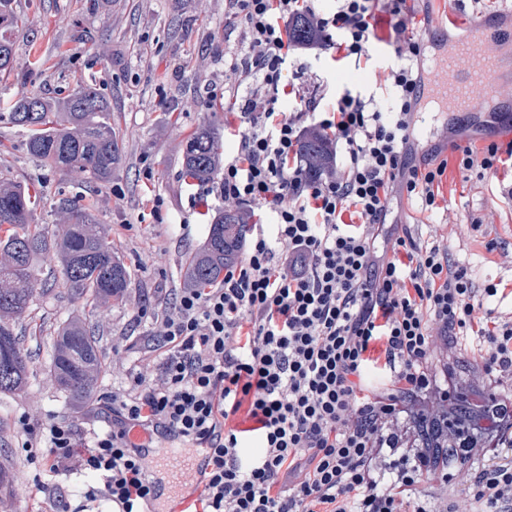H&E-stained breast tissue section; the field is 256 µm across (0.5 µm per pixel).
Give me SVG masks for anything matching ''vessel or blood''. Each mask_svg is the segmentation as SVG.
<instances>
[{
    "label": "vessel or blood",
    "mask_w": 512,
    "mask_h": 512,
    "mask_svg": "<svg viewBox=\"0 0 512 512\" xmlns=\"http://www.w3.org/2000/svg\"><path fill=\"white\" fill-rule=\"evenodd\" d=\"M448 21L459 24L464 33L452 37L447 27H442L431 36L433 84L423 88L422 95L437 111L452 117L471 112L475 128L497 130L502 113L508 110L498 99V88L512 77V25L483 16L460 20L452 15ZM189 462L188 455L175 449L162 452L156 477L164 494L179 491L182 469Z\"/></svg>",
    "instance_id": "1"
}]
</instances>
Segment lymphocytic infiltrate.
Here are the masks:
<instances>
[{
	"label": "lymphocytic infiltrate",
	"mask_w": 512,
	"mask_h": 512,
	"mask_svg": "<svg viewBox=\"0 0 512 512\" xmlns=\"http://www.w3.org/2000/svg\"><path fill=\"white\" fill-rule=\"evenodd\" d=\"M335 2L326 13L317 0H225L238 25L224 66L239 145L218 192L273 228L254 225L220 286L179 289L144 340L149 366L112 396L111 428L84 445L71 420H54L28 448L45 472L95 475L86 503L147 512L159 492L150 449L171 441L204 460L181 481L202 512H434L414 495L426 458L396 459L383 430L404 398L452 401V374L434 365L441 345L479 359L498 391L481 447L442 475L463 485L443 512H512V282L479 278L437 220L457 181L512 168V143L469 138L417 156L434 0ZM300 14L337 62L369 59L387 38L393 60L375 73L382 98L320 100L295 85L287 31ZM308 126L327 137L336 165L316 182L297 163ZM401 198L426 224L398 220ZM375 370L383 384H367ZM243 407L254 421L246 430L229 424Z\"/></svg>",
	"instance_id": "obj_1"
}]
</instances>
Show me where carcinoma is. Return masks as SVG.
I'll use <instances>...</instances> for the list:
<instances>
[{"mask_svg": "<svg viewBox=\"0 0 512 512\" xmlns=\"http://www.w3.org/2000/svg\"><path fill=\"white\" fill-rule=\"evenodd\" d=\"M14 0H0V71L12 68V32L18 23ZM313 36V23L297 18L288 40L303 44ZM12 123L26 131L27 154L61 172L83 173L106 183L122 161V145L112 128L108 102L93 84H85L66 97L50 101L39 94L19 99L11 112ZM329 143L323 135L302 139L298 149L305 177L314 181L325 172ZM220 164L216 129L201 126L190 133L181 154L183 173L199 182L214 180ZM36 201L19 183H0V393L24 390L29 359L15 333L38 287L34 262L49 258L61 264L64 283L71 293L90 304L121 302L128 295L131 273L98 230L92 212L73 200L58 207L63 220L53 230L34 223ZM209 232L203 245L182 265L185 283L209 287L224 278V269L236 262L249 232L241 206L234 202L209 215ZM101 365L99 347L85 324L72 319L57 330L51 371L58 388L73 402L93 389ZM488 399L475 407L469 402L434 411L424 406L406 423L393 424L387 433L408 448H422L434 467H446L449 453L476 447Z\"/></svg>", "mask_w": 512, "mask_h": 512, "instance_id": "obj_1", "label": "carcinoma"}]
</instances>
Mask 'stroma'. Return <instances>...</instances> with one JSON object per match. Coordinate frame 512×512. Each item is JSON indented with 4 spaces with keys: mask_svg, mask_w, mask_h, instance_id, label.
Wrapping results in <instances>:
<instances>
[{
    "mask_svg": "<svg viewBox=\"0 0 512 512\" xmlns=\"http://www.w3.org/2000/svg\"><path fill=\"white\" fill-rule=\"evenodd\" d=\"M13 7L19 18L14 63L10 72H0V180L19 182L37 195L40 224L57 223L60 197L88 207L132 274L125 301L94 306L69 293L58 263L35 264L48 290L35 294L16 324L31 356L27 387L0 394V462H7L10 476L0 485V512H44L36 482L49 480L77 506L91 478H46L27 461L24 443L38 442L43 427L63 417L74 421L81 440L91 441L104 421L94 404L110 403L113 391L129 386L139 372L143 339L173 307L183 286V260L207 236L204 209L224 205L218 194L202 196L185 182L180 155L197 127L235 120L233 102L224 95V32L234 23L224 14V0H14ZM372 55L371 63L338 67L314 60L299 83L313 88L317 75L333 95L375 92L373 66L388 59L389 49L374 44ZM88 81L109 102L123 144L122 162L106 184L38 165L25 150L24 133L9 120L18 98L37 93L55 100ZM510 182L507 168L482 181L458 182L449 221L476 208L500 214L506 205L499 186ZM458 243L479 273L512 277V261L501 250H488L487 237L468 234ZM70 317L94 328L103 354L104 369L85 403L67 399L51 375L56 330ZM22 417L29 431L19 428ZM21 472L28 484L17 482Z\"/></svg>",
    "mask_w": 512,
    "mask_h": 512,
    "instance_id": "1",
    "label": "stroma"
}]
</instances>
